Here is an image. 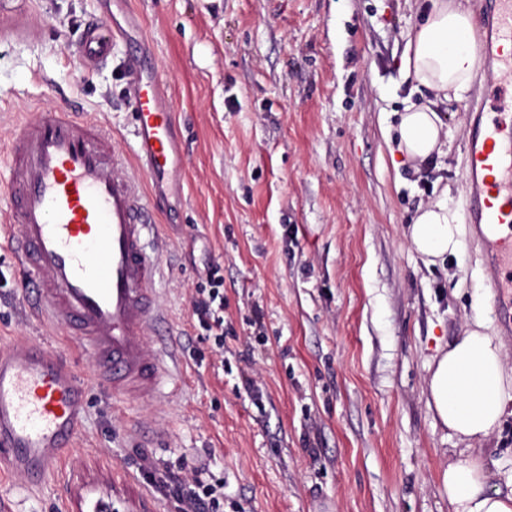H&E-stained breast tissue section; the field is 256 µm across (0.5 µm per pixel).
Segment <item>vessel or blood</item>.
Segmentation results:
<instances>
[{
    "label": "vessel or blood",
    "mask_w": 512,
    "mask_h": 512,
    "mask_svg": "<svg viewBox=\"0 0 512 512\" xmlns=\"http://www.w3.org/2000/svg\"><path fill=\"white\" fill-rule=\"evenodd\" d=\"M478 45L487 62L492 109L467 131L463 220L485 248L492 311L512 335V0H487ZM122 30L86 27L80 61L98 67ZM165 76L134 54L127 90L135 120L132 158L118 155L110 129L70 112H36L15 125L8 144V220L17 227L11 265L31 279L30 311L61 328L94 361L92 376L29 341L0 344V477L36 486L54 474L81 435L92 384L116 404L157 398L167 353L151 346L158 321L154 288L159 202L180 191L175 115L161 100ZM136 164L144 176L128 173Z\"/></svg>",
    "instance_id": "b4317fda"
}]
</instances>
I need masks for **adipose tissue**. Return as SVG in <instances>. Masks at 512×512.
<instances>
[{"label":"adipose tissue","instance_id":"adipose-tissue-1","mask_svg":"<svg viewBox=\"0 0 512 512\" xmlns=\"http://www.w3.org/2000/svg\"><path fill=\"white\" fill-rule=\"evenodd\" d=\"M477 27L462 0H430L422 21L409 35L407 73L420 86L443 98H462L479 68L474 47ZM444 125L427 106H407L398 126V150L415 165L440 152ZM462 226L455 210L439 200L419 208L407 238L427 263L458 254ZM427 405L449 434L462 441L489 438L512 412V372L503 346L489 335L483 320L436 361L427 383ZM448 512H512V491L489 489L487 461L474 448L449 463L443 474Z\"/></svg>","mask_w":512,"mask_h":512}]
</instances>
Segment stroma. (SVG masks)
Here are the masks:
<instances>
[{"label":"stroma","mask_w":512,"mask_h":512,"mask_svg":"<svg viewBox=\"0 0 512 512\" xmlns=\"http://www.w3.org/2000/svg\"><path fill=\"white\" fill-rule=\"evenodd\" d=\"M429 0H0V212L6 143L27 112L66 109L134 147L125 63L143 50L166 73L183 164L180 196L151 239L160 255L155 344L174 336L183 374L158 401L115 410L92 390L67 465L39 489L0 480L13 512H174L129 468L207 459L224 512H448L443 472L463 444L437 425L427 380L439 350L487 317L483 247L425 264L405 237L421 205L463 211L466 130L490 100L476 79L440 100L407 77L409 32ZM125 29L104 66L84 69L85 25ZM427 104L447 134L419 167L397 150L400 116ZM0 230V341L92 357L32 318ZM224 277V357L194 327L208 265ZM204 360H197V353ZM483 448L489 486L512 485V416Z\"/></svg>","instance_id":"35a3bbf8"}]
</instances>
